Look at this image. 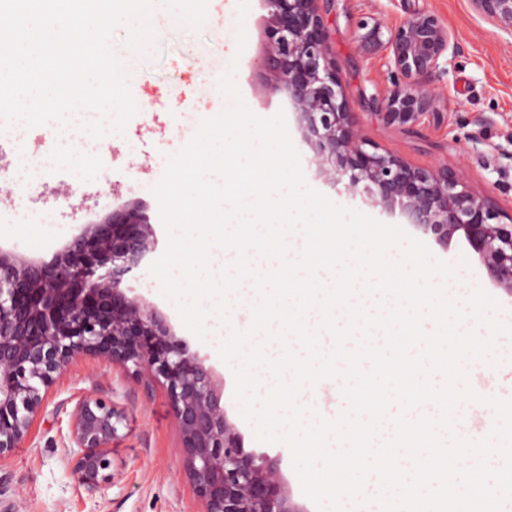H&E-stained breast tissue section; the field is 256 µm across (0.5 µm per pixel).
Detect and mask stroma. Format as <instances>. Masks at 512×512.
<instances>
[{
    "label": "stroma",
    "instance_id": "obj_1",
    "mask_svg": "<svg viewBox=\"0 0 512 512\" xmlns=\"http://www.w3.org/2000/svg\"><path fill=\"white\" fill-rule=\"evenodd\" d=\"M225 2L208 0L206 20L197 29L178 22L166 7L155 6L150 17L155 40L140 51L128 46L126 27L114 31L111 45L137 106L123 134L96 140L53 121L0 131V249L50 260L96 215L133 201L143 205L160 245H167L152 188L200 122L222 112V98L204 87L233 60L238 63L235 81L250 111L262 118L284 115L310 188L381 223L402 225L401 217L336 195L317 179L309 162L312 152L287 98L264 91L259 83L267 16L263 0H249L242 20ZM423 10L441 17L458 52L434 81L448 101L442 120L408 130L386 125L366 105L367 98L390 90V68L384 52L371 53L361 45L356 23L371 17L394 27ZM327 24L350 109L358 113L368 143L419 167L462 170L471 188L487 192L503 209L512 208V35L479 15L471 0H335ZM241 33L246 36L242 48L237 45ZM459 114L468 117V125L456 124ZM25 158L30 161L26 167L21 164ZM429 249L437 259L460 265L464 289L489 292L500 305V317L512 323V298L492 288L467 245L445 249L433 243ZM127 286L131 295L155 306L177 336L192 338L174 301L161 294L159 280L148 270L138 272ZM206 327L208 339H192L193 345L224 381V406L245 450L265 456L306 512H318L303 491L291 454L279 443L257 440L252 424L243 418L235 398L234 367L218 354L215 323ZM84 396L112 404L126 419L112 445V482L94 493L84 489L70 465L69 413ZM203 510L163 386L90 356L76 359L58 379L28 439L0 462V512Z\"/></svg>",
    "mask_w": 512,
    "mask_h": 512
}]
</instances>
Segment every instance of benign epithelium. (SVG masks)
I'll return each mask as SVG.
<instances>
[{
    "instance_id": "1",
    "label": "benign epithelium",
    "mask_w": 512,
    "mask_h": 512,
    "mask_svg": "<svg viewBox=\"0 0 512 512\" xmlns=\"http://www.w3.org/2000/svg\"><path fill=\"white\" fill-rule=\"evenodd\" d=\"M333 2L264 0L260 69L292 103L312 164L338 193L400 212L440 245L463 239L493 286L512 297V213L468 188L456 169L418 168L367 149L325 22ZM471 2L512 32V0ZM357 29L364 48L390 60L392 89L369 100L386 124L410 129L440 117L443 98L431 82L457 53L443 20L422 11L394 28L362 19ZM157 245L148 217L131 203L84 225L49 262L0 249V462L28 438L68 366L90 355L163 384L204 512H305L264 457L242 447L222 403L224 383L206 357L153 306L127 294L125 282ZM123 422L112 405L91 397L70 412L72 468L90 492L112 481V441Z\"/></svg>"
}]
</instances>
